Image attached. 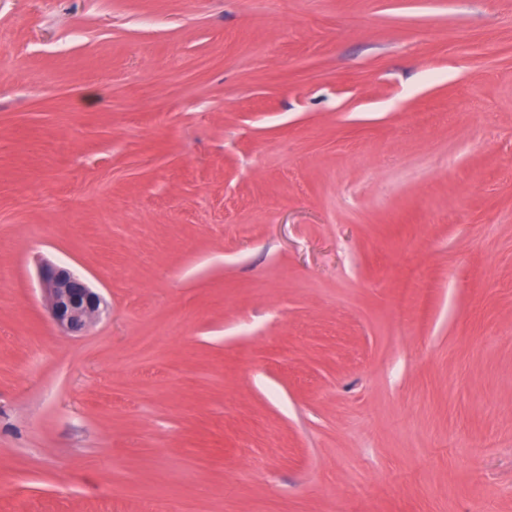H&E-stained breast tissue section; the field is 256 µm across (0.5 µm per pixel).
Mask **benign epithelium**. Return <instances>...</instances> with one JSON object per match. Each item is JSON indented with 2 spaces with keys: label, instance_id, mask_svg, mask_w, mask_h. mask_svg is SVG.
<instances>
[{
  "label": "benign epithelium",
  "instance_id": "obj_1",
  "mask_svg": "<svg viewBox=\"0 0 512 512\" xmlns=\"http://www.w3.org/2000/svg\"><path fill=\"white\" fill-rule=\"evenodd\" d=\"M42 286L50 298L52 318L67 333L83 331L99 311L100 295L83 276L68 269L44 268Z\"/></svg>",
  "mask_w": 512,
  "mask_h": 512
}]
</instances>
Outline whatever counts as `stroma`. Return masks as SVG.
<instances>
[{
  "label": "stroma",
  "mask_w": 512,
  "mask_h": 512,
  "mask_svg": "<svg viewBox=\"0 0 512 512\" xmlns=\"http://www.w3.org/2000/svg\"><path fill=\"white\" fill-rule=\"evenodd\" d=\"M183 500L512 512V0H0V512ZM42 286L50 298L52 318L67 333L83 331L99 311L100 295L83 276L68 269L44 268Z\"/></svg>",
  "instance_id": "1"
}]
</instances>
